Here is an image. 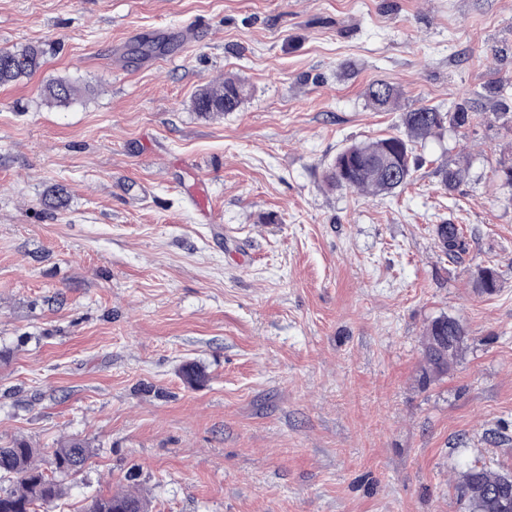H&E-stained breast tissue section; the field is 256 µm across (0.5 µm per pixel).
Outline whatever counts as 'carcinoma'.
I'll return each instance as SVG.
<instances>
[{
	"label": "carcinoma",
	"mask_w": 512,
	"mask_h": 512,
	"mask_svg": "<svg viewBox=\"0 0 512 512\" xmlns=\"http://www.w3.org/2000/svg\"><path fill=\"white\" fill-rule=\"evenodd\" d=\"M43 49L29 44L19 49L0 48V86L16 84L32 76L43 64ZM484 90L486 96L506 115L512 110V81L491 78ZM77 87L66 78H56L45 88V96L53 105L67 104L77 96ZM246 93L245 84L232 74L224 81L201 88L191 101L192 110L206 117L234 112ZM368 107L375 112L393 111L398 106L400 91L393 84L379 80L365 90ZM482 104L468 98L443 112L435 105H423L401 113L404 131L382 136L367 142L351 144L335 157L326 176L328 185L373 196L392 194L407 185L417 171L418 159L414 144L435 131L448 126L462 129L481 114ZM466 168L458 165L440 170L444 190L453 189L463 178ZM67 205V195L57 188L43 198L48 210ZM441 251L456 257L465 251L463 228L443 223L434 227ZM475 287L482 293L493 294L499 288L494 269L479 267L474 272ZM468 332L464 323L454 317L440 316L427 330L423 348L422 383L428 384L448 374L450 364L457 358ZM92 457L87 441L71 437L58 443L53 450L51 469L42 467L37 449L23 440L0 446V512H37L46 509L63 496L62 479L81 472ZM512 474L485 466L470 467L455 483L456 497L465 512H499L497 503L503 496L512 500ZM89 512H149L146 499L134 490L99 494Z\"/></svg>",
	"instance_id": "obj_1"
}]
</instances>
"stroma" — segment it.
<instances>
[{"label": "stroma", "mask_w": 512, "mask_h": 512, "mask_svg": "<svg viewBox=\"0 0 512 512\" xmlns=\"http://www.w3.org/2000/svg\"><path fill=\"white\" fill-rule=\"evenodd\" d=\"M172 26L194 39L130 59ZM29 43L42 70L0 86V444H90L53 512L132 475L151 512H463L467 466L512 473V122L437 131L395 194L324 183L400 112L512 78V0H0V48ZM227 74L243 104L193 112ZM53 77L70 105L46 104ZM378 79L398 111L367 106ZM442 315L469 338L425 385ZM77 87L66 78H56L45 88V96L50 104H67L77 96ZM434 232L438 246L445 255L456 257L465 251V237L463 228L459 224H437Z\"/></svg>", "instance_id": "35a3bbf8"}]
</instances>
